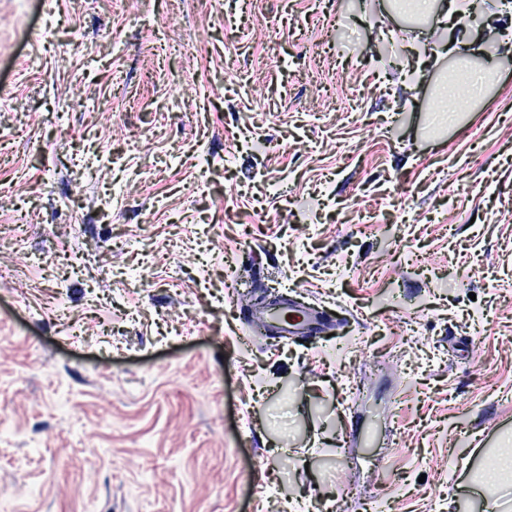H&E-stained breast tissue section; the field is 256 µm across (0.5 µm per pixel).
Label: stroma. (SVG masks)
<instances>
[{
	"label": "stroma",
	"instance_id": "35a3bbf8",
	"mask_svg": "<svg viewBox=\"0 0 512 512\" xmlns=\"http://www.w3.org/2000/svg\"><path fill=\"white\" fill-rule=\"evenodd\" d=\"M472 3L0 0V512H512V13ZM286 292L351 349L243 340ZM416 9L422 15H430V14H439V17L443 21L442 24L445 23V27L448 26V12L452 15L454 13H465L468 8H470V3L467 4L466 1L461 0H453L448 2L447 0H417L414 1ZM466 3V7L461 8V4Z\"/></svg>",
	"mask_w": 512,
	"mask_h": 512
}]
</instances>
